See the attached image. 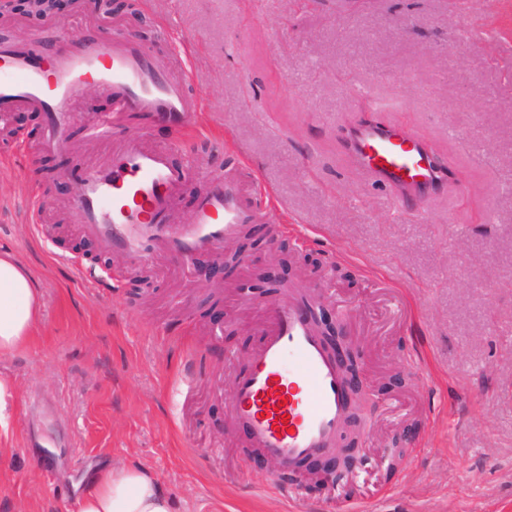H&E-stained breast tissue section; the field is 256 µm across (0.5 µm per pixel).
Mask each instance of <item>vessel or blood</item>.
Segmentation results:
<instances>
[{
  "label": "vessel or blood",
  "instance_id": "vessel-or-blood-1",
  "mask_svg": "<svg viewBox=\"0 0 512 512\" xmlns=\"http://www.w3.org/2000/svg\"><path fill=\"white\" fill-rule=\"evenodd\" d=\"M189 78L187 65L172 69L118 30L95 42L72 35L45 57L29 45L0 43V120L20 108L44 113L45 146L67 150L73 102L93 85L111 95L114 110L88 124L90 136H113L127 113L156 114L174 121L175 143L182 146L203 110L188 91ZM348 156L378 182L419 197L440 179L427 144L395 124L351 127ZM184 178L167 151L130 142L107 167L86 172L71 213L105 250L139 259L158 244L181 258L220 253L240 225L258 221L261 211L244 198L238 175L212 172L192 223H164ZM267 312L265 343L251 370L232 380L230 409L247 425L254 447L294 462L335 446L344 418L342 384L293 301H273Z\"/></svg>",
  "mask_w": 512,
  "mask_h": 512
}]
</instances>
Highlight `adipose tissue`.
I'll return each mask as SVG.
<instances>
[{
    "label": "adipose tissue",
    "mask_w": 512,
    "mask_h": 512,
    "mask_svg": "<svg viewBox=\"0 0 512 512\" xmlns=\"http://www.w3.org/2000/svg\"><path fill=\"white\" fill-rule=\"evenodd\" d=\"M40 294L32 271L17 257L0 253V357L22 348L33 334ZM78 512H173L156 478L137 465L93 473L77 501Z\"/></svg>",
    "instance_id": "adipose-tissue-1"
}]
</instances>
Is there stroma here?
Instances as JSON below:
<instances>
[{
    "mask_svg": "<svg viewBox=\"0 0 512 512\" xmlns=\"http://www.w3.org/2000/svg\"><path fill=\"white\" fill-rule=\"evenodd\" d=\"M137 2L136 17L0 13V38L50 53L63 35L131 33L142 19L147 49L187 53L203 130L179 148L172 124L123 126L175 168L193 154L265 187L259 245L210 281L161 248L103 250L69 204L123 145L85 131L111 96L78 95L66 154L40 151L42 115L12 113L0 252L33 271L42 304L32 341L0 358L16 393L0 512H76L89 475L115 463L149 467L174 512H512V0ZM358 120L421 135L450 177L397 201L343 159ZM35 194L49 202L36 225ZM87 255L115 287L63 262ZM296 280L364 338L376 388L355 478L331 493L270 474L227 401L264 342L265 306Z\"/></svg>",
    "mask_w": 512,
    "mask_h": 512,
    "instance_id": "stroma-1",
    "label": "stroma"
}]
</instances>
